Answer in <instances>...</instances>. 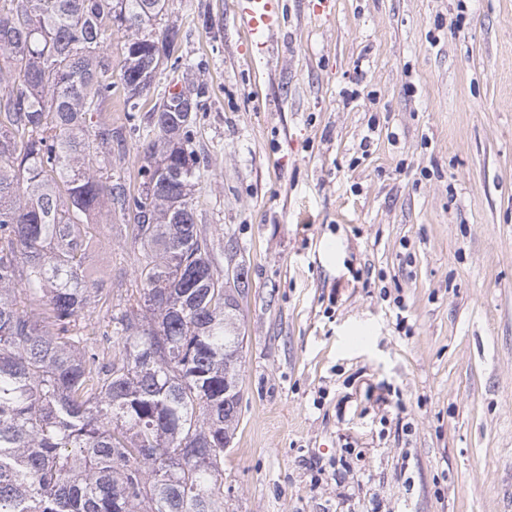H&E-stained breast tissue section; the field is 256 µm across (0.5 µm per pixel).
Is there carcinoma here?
<instances>
[{
	"label": "carcinoma",
	"mask_w": 512,
	"mask_h": 512,
	"mask_svg": "<svg viewBox=\"0 0 512 512\" xmlns=\"http://www.w3.org/2000/svg\"><path fill=\"white\" fill-rule=\"evenodd\" d=\"M166 0H0V512H220L244 337L195 222L197 159L175 93L150 109L137 189L93 170L122 132L103 116L102 48L119 79L170 56L141 31ZM133 221L141 290L103 327L88 263L101 215ZM22 285L27 308L18 305Z\"/></svg>",
	"instance_id": "carcinoma-1"
}]
</instances>
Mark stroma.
I'll return each mask as SVG.
<instances>
[{"label": "stroma", "instance_id": "stroma-1", "mask_svg": "<svg viewBox=\"0 0 512 512\" xmlns=\"http://www.w3.org/2000/svg\"><path fill=\"white\" fill-rule=\"evenodd\" d=\"M233 2L167 0L150 94L202 88L195 219L248 282L224 512H512V0H281L264 60ZM95 231L104 325L140 252Z\"/></svg>", "mask_w": 512, "mask_h": 512}]
</instances>
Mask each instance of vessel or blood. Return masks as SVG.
<instances>
[{
    "mask_svg": "<svg viewBox=\"0 0 512 512\" xmlns=\"http://www.w3.org/2000/svg\"><path fill=\"white\" fill-rule=\"evenodd\" d=\"M236 10L251 55L273 53L284 25L279 0H236Z\"/></svg>",
    "mask_w": 512,
    "mask_h": 512,
    "instance_id": "1",
    "label": "vessel or blood"
}]
</instances>
